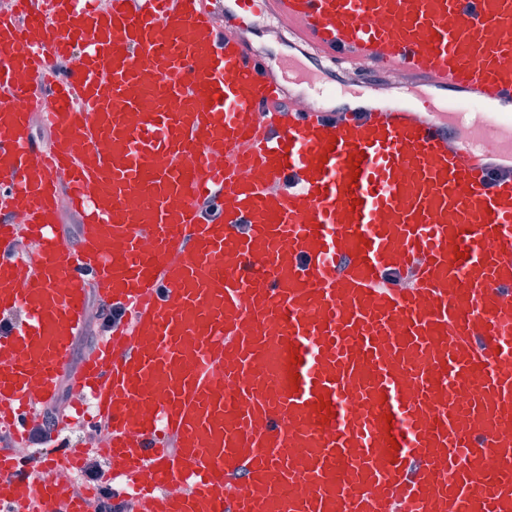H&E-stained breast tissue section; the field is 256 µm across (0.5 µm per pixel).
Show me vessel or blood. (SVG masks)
<instances>
[{
    "instance_id": "1",
    "label": "vessel or blood",
    "mask_w": 512,
    "mask_h": 512,
    "mask_svg": "<svg viewBox=\"0 0 512 512\" xmlns=\"http://www.w3.org/2000/svg\"><path fill=\"white\" fill-rule=\"evenodd\" d=\"M15 6L0 428L27 442L93 291L129 318L73 387L131 512H512V0ZM268 13L315 49L307 71L366 64L360 91L326 80L331 105L295 109L247 36ZM75 49L85 66L60 68ZM392 71L441 109L366 99ZM3 470L0 512H82L6 449Z\"/></svg>"
}]
</instances>
